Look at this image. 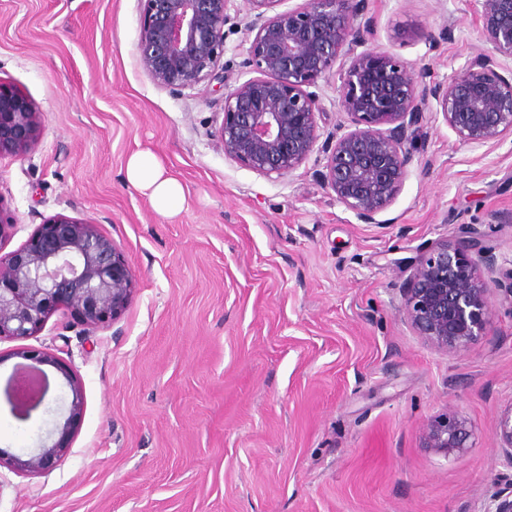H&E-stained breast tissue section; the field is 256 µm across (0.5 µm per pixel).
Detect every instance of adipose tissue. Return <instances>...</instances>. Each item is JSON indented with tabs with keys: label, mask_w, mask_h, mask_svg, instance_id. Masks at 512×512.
<instances>
[{
	"label": "adipose tissue",
	"mask_w": 512,
	"mask_h": 512,
	"mask_svg": "<svg viewBox=\"0 0 512 512\" xmlns=\"http://www.w3.org/2000/svg\"><path fill=\"white\" fill-rule=\"evenodd\" d=\"M124 179L164 218L178 216L187 205L182 183L171 174L166 160L150 149L138 150L128 157Z\"/></svg>",
	"instance_id": "adipose-tissue-1"
}]
</instances>
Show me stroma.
<instances>
[{"mask_svg":"<svg viewBox=\"0 0 512 512\" xmlns=\"http://www.w3.org/2000/svg\"><path fill=\"white\" fill-rule=\"evenodd\" d=\"M370 47L426 64L432 80L486 45L473 0H366ZM140 0H0V80L39 112V143L0 157V202L21 247L47 218L96 224L137 275L125 314L95 329L55 312L0 342V385L18 346L52 353L82 384L71 446L40 474L0 470V512H484L512 473L496 438L512 407V279L492 294L488 336L447 353L400 309L405 262L466 227L512 268V137L461 144L442 114L393 203L361 223L317 182L314 151L269 179L225 157L224 89L179 92L139 64ZM224 26L229 79L245 78L247 0ZM446 32L430 46L426 32ZM149 148L184 184L159 216L123 178ZM48 411L16 420L0 399V450L27 457L62 426L65 378ZM463 416L471 448H424L426 423Z\"/></svg>","mask_w":512,"mask_h":512,"instance_id":"obj_1","label":"stroma"}]
</instances>
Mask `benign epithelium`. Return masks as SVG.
<instances>
[{"instance_id": "1", "label": "benign epithelium", "mask_w": 512, "mask_h": 512, "mask_svg": "<svg viewBox=\"0 0 512 512\" xmlns=\"http://www.w3.org/2000/svg\"><path fill=\"white\" fill-rule=\"evenodd\" d=\"M140 62L153 80L173 91L210 79L224 57V24L233 0H142ZM248 0L243 67L253 76L224 85L217 129L224 156L271 178L292 175L321 146L315 179L365 224L378 223L408 176L427 136L424 113L443 115L458 141L485 146L512 136V79L497 73L512 62V0H474L486 53L430 83L429 67L367 47L373 20L364 0ZM338 68L339 111L350 130L322 136V81ZM38 144V111L13 85L0 80V158ZM467 243L439 241L419 252L400 308L414 333L439 350L457 352L488 335L497 268L484 235L468 229ZM137 275L122 249L95 224L54 216L38 225L17 250L0 254V341L34 335L60 308L92 328L119 320L129 307ZM25 360L3 389L13 416L27 420L46 393L30 381L44 367L65 376L72 393L70 418L81 412V392L52 354L21 348ZM506 462L512 465V406L497 423ZM70 422L58 439L23 459L0 450V468L50 470L69 448ZM470 430L454 411L426 425L425 447L450 455L469 447ZM484 512H512V481L495 486Z\"/></svg>"}]
</instances>
